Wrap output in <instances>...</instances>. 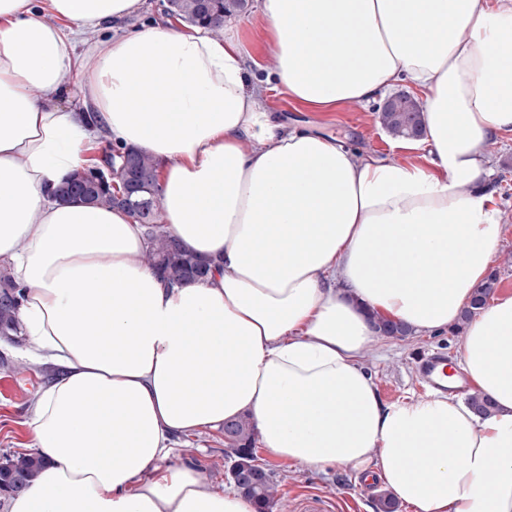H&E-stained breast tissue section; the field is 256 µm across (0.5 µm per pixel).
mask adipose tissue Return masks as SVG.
<instances>
[{"mask_svg": "<svg viewBox=\"0 0 512 512\" xmlns=\"http://www.w3.org/2000/svg\"><path fill=\"white\" fill-rule=\"evenodd\" d=\"M140 6L0 0V265L31 359L61 370L29 420L47 465L9 512H256L176 448L245 415L270 456L352 467L413 512H512L511 291L460 338L467 394L388 403L361 362L376 320L448 331L489 273L504 226L483 147L512 133V0H259L274 87L300 107L422 92L406 163L285 130L235 33L80 47ZM102 136L159 162L162 229L204 279L164 283L126 212L56 200Z\"/></svg>", "mask_w": 512, "mask_h": 512, "instance_id": "ef3b65f1", "label": "adipose tissue"}]
</instances>
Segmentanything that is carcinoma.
Returning a JSON list of instances; mask_svg holds the SVG:
<instances>
[{
	"instance_id": "carcinoma-1",
	"label": "carcinoma",
	"mask_w": 512,
	"mask_h": 512,
	"mask_svg": "<svg viewBox=\"0 0 512 512\" xmlns=\"http://www.w3.org/2000/svg\"><path fill=\"white\" fill-rule=\"evenodd\" d=\"M175 5V15L186 22L207 29L212 35L220 36L224 31V21L234 15L241 14L248 9L249 0H172ZM379 122L382 128L395 139H409L419 137L423 133L422 106L416 98L409 94L403 95L394 106H384L379 113ZM127 151L125 147L114 146L105 150L94 158V162L86 166L83 174L87 180L93 182L97 175L112 171H119L121 165L120 154ZM135 165L142 187V196L155 198L159 196L158 162L151 156L133 151ZM93 205L104 207H123L117 201V189L112 181L97 184L93 187ZM152 227L146 228L149 248L145 254V261L171 284H181L185 281L196 280L203 277L208 269V263L202 258L186 251L179 242L164 235L160 231L159 211L152 210ZM497 274L490 275L482 282L462 314V321H468L477 310L481 308L493 295L497 288ZM19 289L9 272L0 273V334L3 336H19L23 332L18 318ZM378 327L382 335L395 339H404L411 331L400 324L380 321ZM231 437L228 440V449L234 455V466L241 469H261L255 464L254 456V429L247 416L230 422ZM46 461L39 454L19 455L6 460L3 470L0 471V489L7 495L25 489L45 467ZM240 492L250 497L255 505L256 512H268L270 503L275 498L276 489L269 473H264L262 479L255 484H241Z\"/></svg>"
}]
</instances>
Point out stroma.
Returning a JSON list of instances; mask_svg holds the SVG:
<instances>
[{
    "instance_id": "stroma-1",
    "label": "stroma",
    "mask_w": 512,
    "mask_h": 512,
    "mask_svg": "<svg viewBox=\"0 0 512 512\" xmlns=\"http://www.w3.org/2000/svg\"><path fill=\"white\" fill-rule=\"evenodd\" d=\"M264 98L277 121L335 136L345 141L357 156L377 154L401 162L409 159L407 153L393 148L392 137L380 125V103H351L331 112H314L274 91L265 92ZM486 156L490 168L487 187L495 195L505 226L492 268L498 275V290L512 291V133L493 139ZM458 341V335L451 332L412 335L403 340L386 338L370 346L364 363L385 402L417 399L422 395L415 374L418 356L439 349L449 358H456ZM26 345L23 336L0 340V460L29 453L30 413L51 382L47 363L21 356ZM224 449L223 429H204L183 436L178 454L183 461L195 465L202 483L226 488L230 476ZM255 457L277 485L270 512H296V499L303 494L325 497L328 512H374L377 498L385 491L381 483H364L349 467L312 470L299 462L272 459L261 447L256 448Z\"/></svg>"
}]
</instances>
